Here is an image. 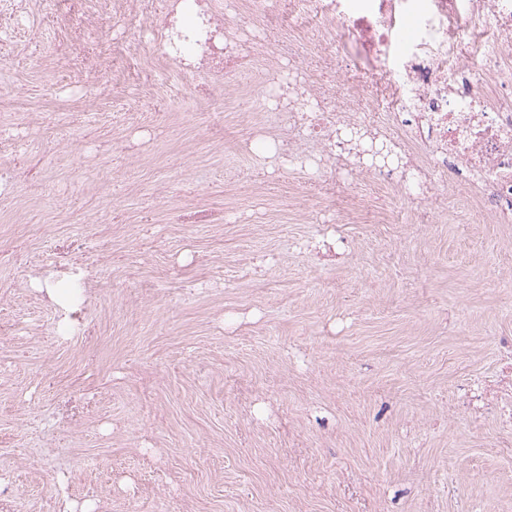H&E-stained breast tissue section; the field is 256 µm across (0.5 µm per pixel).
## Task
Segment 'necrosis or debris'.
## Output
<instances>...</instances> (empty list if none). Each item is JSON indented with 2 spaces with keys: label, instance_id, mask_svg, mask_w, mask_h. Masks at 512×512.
<instances>
[{
  "label": "necrosis or debris",
  "instance_id": "obj_1",
  "mask_svg": "<svg viewBox=\"0 0 512 512\" xmlns=\"http://www.w3.org/2000/svg\"><path fill=\"white\" fill-rule=\"evenodd\" d=\"M323 22L307 28L308 43L327 39L329 25L342 35L335 56L319 69L335 70L338 59L359 54L373 79L374 92L390 108L387 134L409 161L407 171L377 169L410 199L432 198L456 173L477 196L494 224H512V0H319ZM141 45L159 61L139 90L165 82L171 72L209 79L216 89L232 82L242 64L258 66L264 77L259 111L290 96L300 111L281 115V132L267 138L262 152L300 166L314 164L302 141L319 146L331 166L322 177L348 182L354 169L348 144L336 137V123L357 115L355 94L336 98L316 70L299 68L282 82L272 60L263 58L265 41L232 40L224 33L223 0H168V18L146 17ZM505 357L500 374L505 388L476 393L477 402L495 400L499 420L512 426V336L499 339Z\"/></svg>",
  "mask_w": 512,
  "mask_h": 512
}]
</instances>
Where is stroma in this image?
<instances>
[{"label": "stroma", "mask_w": 512, "mask_h": 512, "mask_svg": "<svg viewBox=\"0 0 512 512\" xmlns=\"http://www.w3.org/2000/svg\"><path fill=\"white\" fill-rule=\"evenodd\" d=\"M28 9L33 29L0 56V111L40 115L0 158L18 177L0 198V318L31 324L0 335L16 512L68 496L93 512H512V428L458 400L492 387L512 335V227L484 223L461 183L421 202L365 173L335 191L263 153L226 189L268 130L250 75L223 135L196 77L176 75L139 110L151 134L121 139L156 66L137 18L82 37L58 0ZM319 21L301 0L270 38L316 63L336 51L305 43ZM88 73L107 87L92 105L58 93ZM37 193L68 213L54 235L92 295L71 341L50 329L64 282L44 301L24 286L46 244L15 219Z\"/></svg>", "instance_id": "35a3bbf8"}]
</instances>
